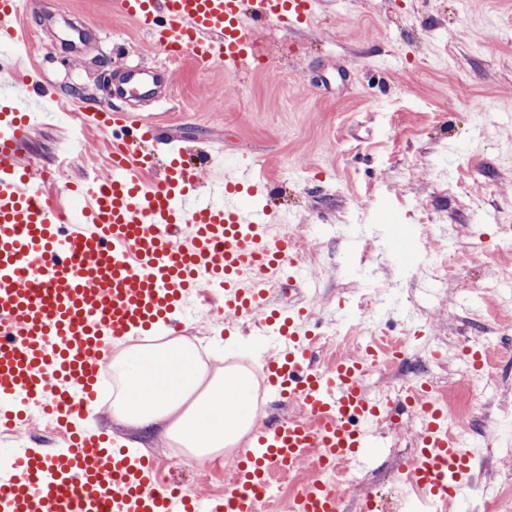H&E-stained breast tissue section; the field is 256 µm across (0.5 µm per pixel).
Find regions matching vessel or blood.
<instances>
[{
    "label": "vessel or blood",
    "mask_w": 512,
    "mask_h": 512,
    "mask_svg": "<svg viewBox=\"0 0 512 512\" xmlns=\"http://www.w3.org/2000/svg\"><path fill=\"white\" fill-rule=\"evenodd\" d=\"M113 7L228 72L249 66L269 20L291 28L312 14V0H113ZM29 15V0H0V44L9 49L0 59V425L18 427L33 407L60 421L76 404L94 402L113 342L158 323L180 329L196 295L223 313L225 334L281 344L263 365L265 383L298 411L252 427L221 495L184 494L153 461L101 435L71 432L67 448L49 454L12 449L0 512H260L257 492L305 464L312 476L294 495L293 512H339L338 492L318 473L363 462L378 445L384 409L363 384L369 358L313 366L308 308L284 318L271 304L280 282L309 291L315 283L291 244L273 235L266 210L243 206V192L262 181L251 167L211 158L207 180H199L176 140L157 168L141 144L155 138L160 116L105 106L83 122L108 137L110 172L80 183L83 209L64 223L47 169L25 156L30 112L53 98L28 63ZM169 78L165 68L133 67L112 96L157 102ZM474 459L449 433L447 415L426 410L404 486L421 512H445L468 494Z\"/></svg>",
    "instance_id": "vessel-or-blood-1"
}]
</instances>
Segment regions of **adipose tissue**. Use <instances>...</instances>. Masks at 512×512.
<instances>
[{
	"label": "adipose tissue",
	"mask_w": 512,
	"mask_h": 512,
	"mask_svg": "<svg viewBox=\"0 0 512 512\" xmlns=\"http://www.w3.org/2000/svg\"><path fill=\"white\" fill-rule=\"evenodd\" d=\"M111 367L113 415L140 430L164 429L198 459L234 448L257 415L251 372L240 366L210 372L184 336L120 344Z\"/></svg>",
	"instance_id": "obj_1"
}]
</instances>
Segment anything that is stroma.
<instances>
[{
	"instance_id": "obj_1",
	"label": "stroma",
	"mask_w": 512,
	"mask_h": 512,
	"mask_svg": "<svg viewBox=\"0 0 512 512\" xmlns=\"http://www.w3.org/2000/svg\"><path fill=\"white\" fill-rule=\"evenodd\" d=\"M28 22L37 72L77 111L111 102L114 75L166 66L172 88L155 109L184 140L189 164L219 147L225 162L278 178V190L260 202L274 223L306 231L314 319L330 327L355 319L363 293L372 295L370 317L379 323L402 321L417 302L427 312L422 334L440 348L471 344L486 323L502 348L498 374L512 387V240L499 236L501 225H512V0H316L310 23H267L258 34L260 66L232 74L220 63L170 59L111 0H34ZM72 28L93 42L79 67L62 44ZM88 137L105 151L102 134L46 116L27 152L42 165L68 154L65 178L78 182L107 172L78 156L77 140ZM420 202L436 218L420 254L469 256L443 287L422 281L391 248L398 228L415 224ZM181 333L202 339L216 368L239 349L225 339L223 315L199 307ZM241 349L260 397L257 422L292 414L264 384L262 362L277 344L257 338ZM430 377L474 419L501 421L503 396L462 385L452 362L432 365ZM113 397L106 392L91 408L92 431L139 442L186 494L223 492L224 475L207 476V464L176 445L115 422ZM56 430L36 411L28 424L0 431V469L11 466L8 449L63 447ZM415 431L408 413L381 431L362 465L370 489L397 476Z\"/></svg>"
}]
</instances>
